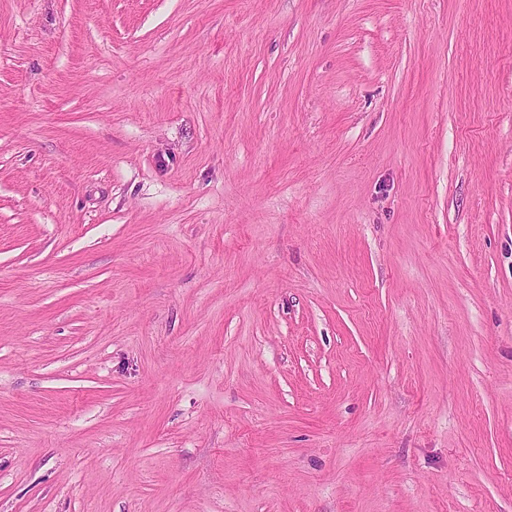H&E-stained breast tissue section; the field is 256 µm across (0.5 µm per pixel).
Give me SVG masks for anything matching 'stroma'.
<instances>
[{
	"mask_svg": "<svg viewBox=\"0 0 512 512\" xmlns=\"http://www.w3.org/2000/svg\"><path fill=\"white\" fill-rule=\"evenodd\" d=\"M0 512H512V0H0Z\"/></svg>",
	"mask_w": 512,
	"mask_h": 512,
	"instance_id": "stroma-1",
	"label": "stroma"
}]
</instances>
